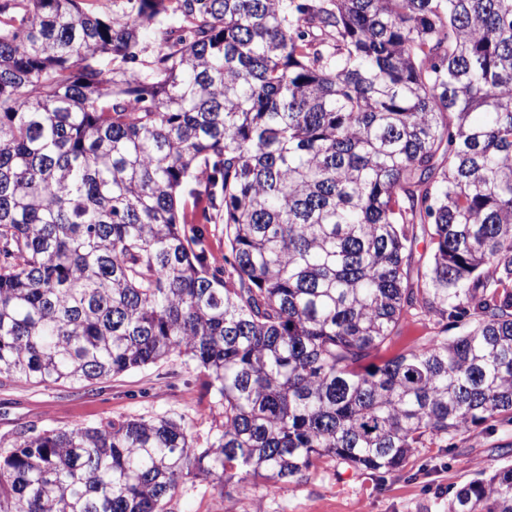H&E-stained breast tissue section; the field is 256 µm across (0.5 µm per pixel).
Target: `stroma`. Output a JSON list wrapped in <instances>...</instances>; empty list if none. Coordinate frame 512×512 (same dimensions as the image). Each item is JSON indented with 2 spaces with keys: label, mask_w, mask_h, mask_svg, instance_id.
Returning <instances> with one entry per match:
<instances>
[{
  "label": "stroma",
  "mask_w": 512,
  "mask_h": 512,
  "mask_svg": "<svg viewBox=\"0 0 512 512\" xmlns=\"http://www.w3.org/2000/svg\"><path fill=\"white\" fill-rule=\"evenodd\" d=\"M193 362L175 358L133 369L89 386L34 385L13 376L0 381V452L10 450L17 428L67 429L129 416L180 420L198 445L220 421L199 387ZM456 449L422 448L399 471H356L328 461L309 478L268 491L263 479L239 473L225 489L203 480L182 484L170 512H447L448 498L478 472L512 462V424L470 429Z\"/></svg>",
  "instance_id": "1"
}]
</instances>
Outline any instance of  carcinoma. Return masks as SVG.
<instances>
[{"mask_svg": "<svg viewBox=\"0 0 512 512\" xmlns=\"http://www.w3.org/2000/svg\"><path fill=\"white\" fill-rule=\"evenodd\" d=\"M410 316L437 332L383 357ZM173 357L206 446L23 427L0 512H169L190 474L395 472L512 423V0H0V377ZM448 512H512V464ZM206 225L201 238L202 245L207 250L211 260L215 258L222 262L224 255V234L221 233V230L214 231V224Z\"/></svg>", "mask_w": 512, "mask_h": 512, "instance_id": "carcinoma-1", "label": "carcinoma"}]
</instances>
